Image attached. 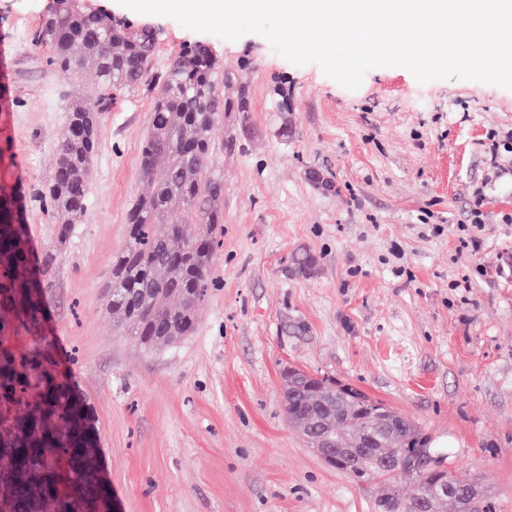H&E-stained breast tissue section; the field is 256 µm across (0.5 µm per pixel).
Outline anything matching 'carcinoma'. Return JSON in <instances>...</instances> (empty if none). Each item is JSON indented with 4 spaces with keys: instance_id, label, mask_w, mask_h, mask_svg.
I'll use <instances>...</instances> for the list:
<instances>
[{
    "instance_id": "carcinoma-1",
    "label": "carcinoma",
    "mask_w": 512,
    "mask_h": 512,
    "mask_svg": "<svg viewBox=\"0 0 512 512\" xmlns=\"http://www.w3.org/2000/svg\"><path fill=\"white\" fill-rule=\"evenodd\" d=\"M34 40L48 46L52 63L65 75L96 73L102 86L136 89L152 73L157 32L133 27L94 10L84 0H53L51 12ZM237 82L211 48L194 46L171 63L155 84L149 129L140 144L143 176L152 191L128 214L126 243L112 257L109 307L116 331L154 351L193 335L199 310L214 285L215 234L224 223V144L214 129L231 114L247 121L250 100L245 88L234 98L218 85ZM104 103L68 108V134L57 146L55 168L41 191V202L59 218L58 240L66 241L70 220L88 198L97 128ZM196 214V224H174L181 211ZM46 261L31 247L30 227L15 202L0 197V488L6 512H109L107 485L97 476L96 441L88 435L83 402L60 374L52 353L20 347L14 341L42 328ZM302 387L283 386L290 422L309 429L320 422L328 437L352 440L372 429L375 418L364 408L380 401L360 389L328 377L297 373ZM385 446L401 448L409 465L381 461L376 450L327 463L359 483L391 486L409 483L401 497L386 492L374 512H416L418 495L448 483V502L459 510L462 493L473 484L468 475L444 466L428 437L411 418L399 413Z\"/></svg>"
}]
</instances>
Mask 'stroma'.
Returning <instances> with one entry per match:
<instances>
[{"label":"stroma","mask_w":512,"mask_h":512,"mask_svg":"<svg viewBox=\"0 0 512 512\" xmlns=\"http://www.w3.org/2000/svg\"><path fill=\"white\" fill-rule=\"evenodd\" d=\"M50 2L0 0V191L19 194L49 259L48 317L21 343L63 360L117 512H374L380 486L330 467L289 422L291 367L412 418L512 512V153L489 152L512 135V90L402 67L349 90L261 35L228 41L94 0L157 31L155 72L205 43L250 98L247 123L215 131L229 144L216 286L194 335L150 353L113 331L106 291L127 213L151 190L139 143L153 92L112 91L87 208L59 243L39 192L68 107L102 87L35 45Z\"/></svg>","instance_id":"35a3bbf8"}]
</instances>
